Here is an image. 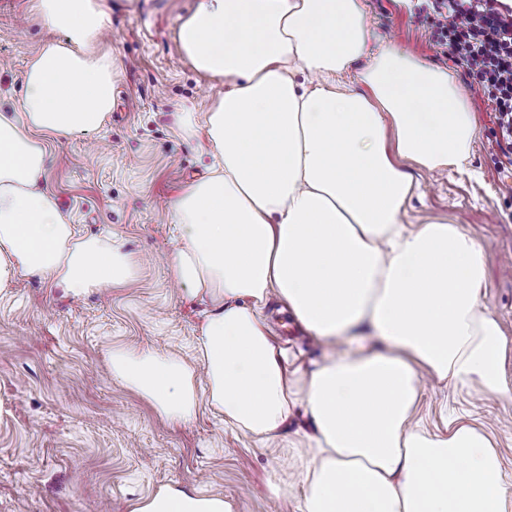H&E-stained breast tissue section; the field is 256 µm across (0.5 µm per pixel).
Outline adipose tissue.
Returning a JSON list of instances; mask_svg holds the SVG:
<instances>
[{"label":"adipose tissue","instance_id":"ef3b65f1","mask_svg":"<svg viewBox=\"0 0 512 512\" xmlns=\"http://www.w3.org/2000/svg\"><path fill=\"white\" fill-rule=\"evenodd\" d=\"M57 31L30 58L18 111H0V293L36 275L75 298L133 281L114 235L87 236L41 189L50 141L97 131L114 98L99 40L108 0H33ZM179 49L224 96L179 116L204 135L210 174L169 205L172 277L207 302L197 363L115 348L114 379L166 421L200 404L276 445L295 406L313 431L299 512H512V482L489 434L451 420L413 426L423 377L510 395L506 343L484 305L486 266L455 224H407V160L461 169L477 124L447 71L374 45L364 0H197ZM317 76L314 86L295 73ZM285 302L337 352L288 368L264 317ZM130 512H232L220 496L159 488Z\"/></svg>","mask_w":512,"mask_h":512}]
</instances>
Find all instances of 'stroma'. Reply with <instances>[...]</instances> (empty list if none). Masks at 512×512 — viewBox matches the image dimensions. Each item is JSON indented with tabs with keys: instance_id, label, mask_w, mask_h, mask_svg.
<instances>
[{
	"instance_id": "stroma-1",
	"label": "stroma",
	"mask_w": 512,
	"mask_h": 512,
	"mask_svg": "<svg viewBox=\"0 0 512 512\" xmlns=\"http://www.w3.org/2000/svg\"><path fill=\"white\" fill-rule=\"evenodd\" d=\"M195 0H111L102 41L117 68L111 114L97 132L51 142L44 187L86 235H118L136 263L128 285L74 299L39 277L0 294V512H128L175 484L229 501L233 512H284L278 488L299 486L305 448H266L201 406L174 427L110 373L113 347L195 357L204 304L184 297L167 266L175 248L165 205L210 162L204 142L175 131L176 115L203 112L223 81L198 76L176 40ZM32 0H0V106H18L29 58L52 34ZM375 37L450 71L468 90L478 135L470 168L427 176L408 206L414 223L468 229L487 264L485 305L507 338L504 373L512 383V176L491 157L493 116L479 91L429 40L411 0H366ZM270 335L289 369L310 370L324 346L270 299ZM483 426L499 442L512 478V397L457 395L424 386L421 416L432 432L447 416Z\"/></svg>"
}]
</instances>
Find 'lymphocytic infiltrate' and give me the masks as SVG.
Returning a JSON list of instances; mask_svg holds the SVG:
<instances>
[{
	"label": "lymphocytic infiltrate",
	"instance_id": "1",
	"mask_svg": "<svg viewBox=\"0 0 512 512\" xmlns=\"http://www.w3.org/2000/svg\"><path fill=\"white\" fill-rule=\"evenodd\" d=\"M430 40L465 70L494 114L499 159L512 166V5L507 0H421Z\"/></svg>",
	"mask_w": 512,
	"mask_h": 512
}]
</instances>
